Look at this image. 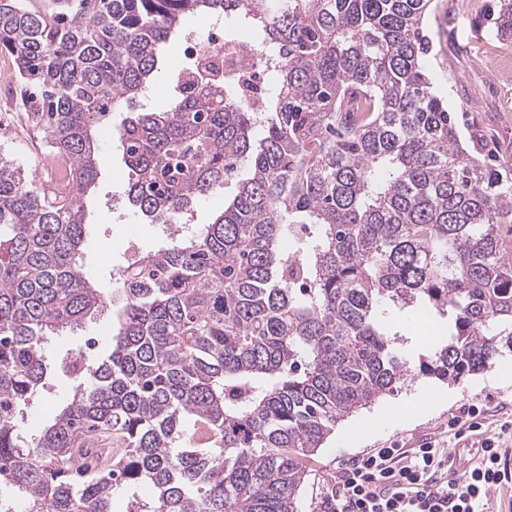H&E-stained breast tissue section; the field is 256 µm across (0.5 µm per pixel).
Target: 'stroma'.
<instances>
[{"instance_id":"1","label":"stroma","mask_w":512,"mask_h":512,"mask_svg":"<svg viewBox=\"0 0 512 512\" xmlns=\"http://www.w3.org/2000/svg\"><path fill=\"white\" fill-rule=\"evenodd\" d=\"M496 0H432L425 19L432 50L425 69L437 95L445 97L453 112L460 140L467 151H479L500 168L512 166V77L502 78L490 66L499 55L512 54V38L497 36L490 21ZM180 40L167 45L153 73L151 89L133 103L121 104L110 114L100 133L103 163L93 192L87 198L89 234L83 244V263L104 292H112L125 263V228L137 226L139 250L158 249L168 241L161 224L143 223L128 205L113 206L129 178L118 147V132L129 113L168 109L174 98L171 81L184 66ZM7 88L0 94V157L24 165L37 182L47 180L35 159L47 152L45 131L29 118L23 103L35 95L23 83L13 56L0 50V78ZM109 318L88 320L84 328L52 339L46 352L56 356L86 350L88 341L107 342ZM414 356L427 354L442 339V322L418 310L405 326ZM474 403L489 413L512 414V383L498 380L493 369L446 384L435 377L412 373L394 392L341 418L311 463L299 499L300 512H323V500L338 467L355 455L393 444L416 446L429 437L445 435L448 420L461 405Z\"/></svg>"}]
</instances>
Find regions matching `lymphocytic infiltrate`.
<instances>
[{
	"label": "lymphocytic infiltrate",
	"mask_w": 512,
	"mask_h": 512,
	"mask_svg": "<svg viewBox=\"0 0 512 512\" xmlns=\"http://www.w3.org/2000/svg\"><path fill=\"white\" fill-rule=\"evenodd\" d=\"M449 453L442 441L415 448H376L342 467L331 479L330 512H491L492 500L512 483V418L482 443V460L458 477L441 479Z\"/></svg>",
	"instance_id": "f902f5d3"
}]
</instances>
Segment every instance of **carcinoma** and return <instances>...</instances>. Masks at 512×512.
Returning <instances> with one entry per match:
<instances>
[{"label":"carcinoma","mask_w":512,"mask_h":512,"mask_svg":"<svg viewBox=\"0 0 512 512\" xmlns=\"http://www.w3.org/2000/svg\"><path fill=\"white\" fill-rule=\"evenodd\" d=\"M431 0H72L73 20L0 0L66 182L0 158V512H298L307 464L345 415L413 372L394 321L427 308L420 361L458 383L512 352V178L459 146L421 65ZM249 26L278 64L259 107L188 84L119 132L132 208L173 224L232 177L224 211L118 273L103 357L46 342L108 308L81 262L97 130L145 88L183 19ZM497 32L512 38V0ZM294 244L283 251L280 242ZM66 379L34 432L24 408ZM148 484L142 500L136 489Z\"/></svg>","instance_id":"obj_1"}]
</instances>
